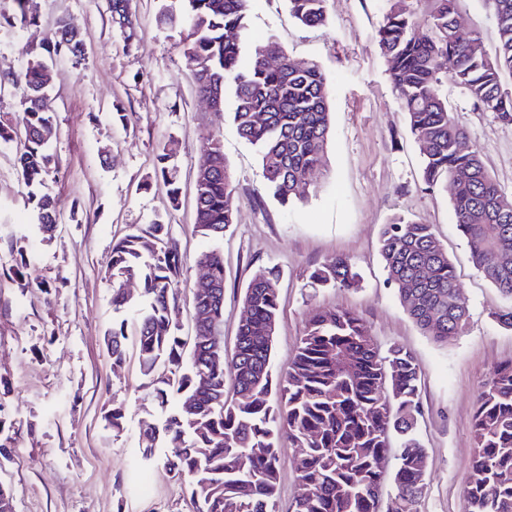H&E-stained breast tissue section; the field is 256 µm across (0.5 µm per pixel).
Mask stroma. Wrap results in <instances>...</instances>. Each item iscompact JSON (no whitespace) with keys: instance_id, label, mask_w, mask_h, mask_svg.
<instances>
[{"instance_id":"35a3bbf8","label":"stroma","mask_w":512,"mask_h":512,"mask_svg":"<svg viewBox=\"0 0 512 512\" xmlns=\"http://www.w3.org/2000/svg\"><path fill=\"white\" fill-rule=\"evenodd\" d=\"M168 0H37L38 25L0 24V128L16 127L19 92L3 77L24 70L35 49L66 19L83 40L81 57L50 62L48 86L57 135L49 188L57 227L32 223L16 142L0 140V483L14 512H190L187 494L161 463L144 465L139 432L156 422L135 348L113 364L105 344L112 324L106 265L130 228L169 224L184 254L177 322L191 335L197 255L212 248L195 224V178L212 137L228 162L233 222L224 252V347L233 350L245 316L241 297L254 271L274 265L280 315L272 371L288 372L316 309H347L367 321L380 351L399 345L415 357L427 452L425 485L413 512H465L463 490L473 454L471 422L493 368L512 360V330L497 313L511 306L472 265L450 221L446 195L427 188L423 159L372 36L387 0H326V21L301 24L287 0H252L248 24L288 56L317 63L330 88L331 126L321 167L301 198L280 203L263 185L260 155L240 138L232 100L212 111L196 92L179 30L160 25ZM456 20L486 53L497 25L480 0H459ZM442 90L491 177L512 196V125L483 111L451 78ZM126 122L114 119L115 113ZM179 171L170 202L155 178L159 145ZM433 225L448 251L469 323L448 344L434 342L404 311L378 252L382 225L397 219ZM348 258L360 277L348 288L313 289L312 270ZM121 408L122 431L105 417Z\"/></svg>"}]
</instances>
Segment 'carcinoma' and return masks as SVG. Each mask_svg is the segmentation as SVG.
Listing matches in <instances>:
<instances>
[{"instance_id": "obj_1", "label": "carcinoma", "mask_w": 512, "mask_h": 512, "mask_svg": "<svg viewBox=\"0 0 512 512\" xmlns=\"http://www.w3.org/2000/svg\"><path fill=\"white\" fill-rule=\"evenodd\" d=\"M180 16L166 20L186 32L184 55L196 89L224 111L233 98L232 122L257 147L262 174L273 197L286 203L322 164L330 130L329 87L321 68L286 54L264 59L266 45L252 40L247 27L251 0H181ZM292 15L315 26L326 18V0H287ZM425 30L419 19L392 5L375 33L389 74L407 113L410 132L423 156V180L443 191L452 220L466 239L474 268L512 299V197L488 173L479 151L462 153L465 131L455 122L440 91V74L477 106L512 124V0H483L497 21L494 56L474 48L479 38L463 32L456 0H423ZM81 55L78 33L65 19L25 70L9 82L20 91L19 129H0V139H17L19 163L38 228L50 232L57 203L47 178L54 160L46 146L55 134L53 106L46 94V58ZM264 118L257 119L258 115ZM167 148L157 152V178L178 199V171ZM211 165L196 178L195 224L216 242L233 223V193L220 140L210 149ZM468 172L464 180L456 178ZM379 254L408 316L436 342L460 335L469 309L455 268L433 226L398 221L384 224ZM212 289L193 300L192 342L173 324L183 255L168 225L134 228L112 246L107 273L115 314L134 309L135 346L141 371L154 398L169 408L141 433L142 458L163 448L170 477L190 488L193 512H276L279 491V433L303 452L294 460L299 491L291 512H381L382 463L395 460L399 507L412 512L427 468L425 449L415 436L420 409L419 367L399 346L380 354L364 319L345 309H318L288 374L273 384L272 341L279 316V271L258 269L244 293L248 317L234 350L224 352V254L201 253ZM351 262L338 257L315 269V286L347 288L356 279ZM143 284V302L132 303L123 284ZM436 316H431V313ZM126 320L112 325L106 339L113 363L126 357ZM234 395L225 391V372ZM475 453L464 488L467 512H512V361L498 365L480 392L472 423Z\"/></svg>"}]
</instances>
